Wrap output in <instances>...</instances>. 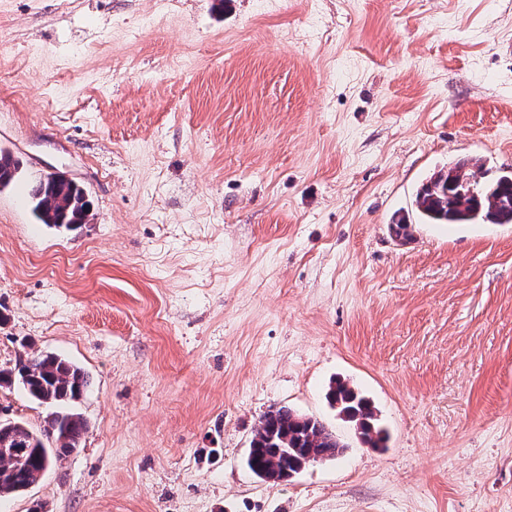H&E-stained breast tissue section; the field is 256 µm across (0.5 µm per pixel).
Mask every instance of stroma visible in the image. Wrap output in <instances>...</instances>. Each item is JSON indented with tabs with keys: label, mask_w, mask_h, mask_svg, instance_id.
I'll use <instances>...</instances> for the list:
<instances>
[{
	"label": "stroma",
	"mask_w": 512,
	"mask_h": 512,
	"mask_svg": "<svg viewBox=\"0 0 512 512\" xmlns=\"http://www.w3.org/2000/svg\"><path fill=\"white\" fill-rule=\"evenodd\" d=\"M0 150L93 212L0 190V367L91 379L80 448L0 512H512V224L390 231L448 163L512 171V0H0ZM279 406L343 455L259 482ZM32 213L38 224L73 230L89 217L90 202L85 190L59 173H50L28 190ZM326 400L353 425L363 444L374 449L387 447L388 435L380 423L376 407L348 383L336 380L330 384Z\"/></svg>",
	"instance_id": "obj_1"
}]
</instances>
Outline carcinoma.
Returning <instances> with one entry per match:
<instances>
[{
  "label": "carcinoma",
  "mask_w": 512,
  "mask_h": 512,
  "mask_svg": "<svg viewBox=\"0 0 512 512\" xmlns=\"http://www.w3.org/2000/svg\"><path fill=\"white\" fill-rule=\"evenodd\" d=\"M22 163L0 151V190L12 185ZM28 199L37 223L73 230L85 223L90 202L85 190L59 173L33 183ZM413 207L421 224H512V171L491 181L457 183L448 171L439 170L416 192ZM19 386L33 400L51 408L46 425L37 433L21 421L0 424V446L19 453L0 457V495L17 494L35 484L53 457L80 448L87 421L73 409L90 386L87 373L54 353H21L15 364L0 368V388ZM330 406L351 423L363 444L386 447L388 435L372 403L342 380L326 392ZM345 445L319 419L289 407L270 409L259 421L251 439L245 465L261 482L270 471L298 472V466L330 462L340 457Z\"/></svg>",
  "instance_id": "carcinoma-1"
}]
</instances>
